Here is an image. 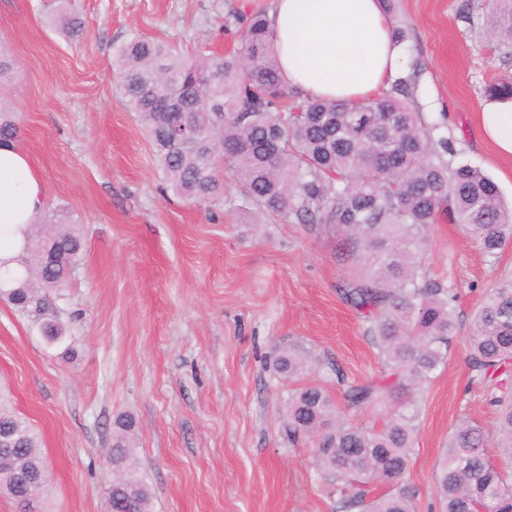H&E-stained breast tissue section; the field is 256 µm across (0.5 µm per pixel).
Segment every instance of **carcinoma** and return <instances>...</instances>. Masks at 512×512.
Instances as JSON below:
<instances>
[{
    "mask_svg": "<svg viewBox=\"0 0 512 512\" xmlns=\"http://www.w3.org/2000/svg\"><path fill=\"white\" fill-rule=\"evenodd\" d=\"M493 31L512 42V0H488ZM113 79L136 113L173 192L205 201L224 191L230 171L244 201L286 222L326 224L345 235L363 276L343 295L366 323L372 345L392 369L394 383L375 380L345 386L347 406L373 407L396 386L421 388L447 362L456 335L454 295L426 278L423 258L431 225L442 215L494 257L512 242V209L497 183L480 169L451 162L448 138L435 139L413 109L415 76L362 103L318 100L297 104L270 50L267 14L246 17L242 48L226 55L187 56L149 37H135L115 53ZM489 97L512 99V78L487 88ZM196 131L190 142L173 126ZM16 113L0 99V145L18 142ZM53 260H22L24 273L6 291L24 308L38 291L65 287L83 251L76 230L54 213L34 236ZM466 362L471 380L487 388L497 414L502 460L487 451V433L463 422L448 438L434 486L441 512H512V281L488 291L475 312ZM306 358L295 348L277 354L274 373L292 388L284 400L288 438L314 439L313 463L336 512H415L414 494L400 486L406 472L419 408L394 410L382 427L349 425L326 386L314 379L297 386ZM16 434V447L0 462V494L13 496L14 467L44 463L26 418L0 395V426ZM134 424L116 421L110 454L128 479L107 490L109 512H152L153 493L132 453ZM380 481L391 490L369 495Z\"/></svg>",
    "mask_w": 512,
    "mask_h": 512,
    "instance_id": "1",
    "label": "carcinoma"
}]
</instances>
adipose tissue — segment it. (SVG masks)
I'll list each match as a JSON object with an SVG mask.
<instances>
[{"instance_id":"ef3b65f1","label":"adipose tissue","mask_w":512,"mask_h":512,"mask_svg":"<svg viewBox=\"0 0 512 512\" xmlns=\"http://www.w3.org/2000/svg\"><path fill=\"white\" fill-rule=\"evenodd\" d=\"M268 28L283 78L313 97L361 100L386 89L403 66L381 0H273ZM479 121L497 153L512 157V101L487 102ZM45 210L44 182L28 154L0 147V288L21 270Z\"/></svg>"}]
</instances>
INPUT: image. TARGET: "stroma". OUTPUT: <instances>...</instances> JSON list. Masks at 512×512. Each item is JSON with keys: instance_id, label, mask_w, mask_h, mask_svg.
Wrapping results in <instances>:
<instances>
[{"instance_id": "1", "label": "stroma", "mask_w": 512, "mask_h": 512, "mask_svg": "<svg viewBox=\"0 0 512 512\" xmlns=\"http://www.w3.org/2000/svg\"><path fill=\"white\" fill-rule=\"evenodd\" d=\"M78 17L69 39L55 7ZM272 0H0V41L14 63L6 100L47 209L82 235L67 288L21 310L0 296V387L39 433L51 473L48 512H108L114 420L135 419L134 457L153 512H333L312 443L289 442L288 384L269 361L305 351V380L335 390L389 368L342 290L357 265L325 224L271 219L246 206L232 177L199 203L167 191L152 146L110 73L117 46L154 37L190 55L241 46V18ZM414 107L482 169L512 204V161L485 140V89L512 77V49L487 34L486 0H395ZM424 269L456 295L457 336L419 395V432L404 486L417 512H439L436 462L463 421L494 433L496 415L466 365L470 321L484 294L512 277L498 258L439 219ZM57 315L68 352L40 326Z\"/></svg>"}]
</instances>
